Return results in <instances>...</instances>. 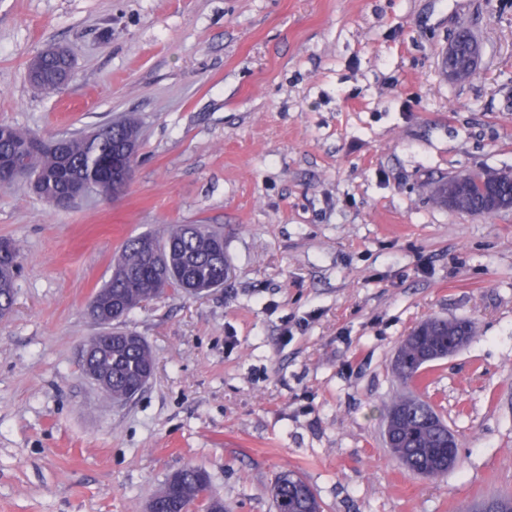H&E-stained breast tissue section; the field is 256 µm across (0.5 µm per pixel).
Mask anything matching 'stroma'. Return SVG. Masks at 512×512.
<instances>
[{"label": "stroma", "instance_id": "obj_1", "mask_svg": "<svg viewBox=\"0 0 512 512\" xmlns=\"http://www.w3.org/2000/svg\"><path fill=\"white\" fill-rule=\"evenodd\" d=\"M481 46L447 78L458 27ZM50 46L75 71L35 87ZM137 119L131 186L68 208L0 183L20 250L0 320V512H146L205 468L227 512H274L292 470L324 512H468L512 493V210L436 206L437 181L512 169V0H0V123L48 138ZM224 234L229 277L133 309L154 374L115 406L84 374L93 293L124 241ZM430 317L472 320L407 383L397 348ZM459 443L407 473L383 413L408 393ZM461 45L452 38L448 48L442 53L440 64L442 70L451 77L464 78L475 68L480 56V48L470 42L462 52ZM62 57L68 61V63H69L68 67L65 70L59 71L53 75V79H54L55 83L53 81H47L42 85L43 79L46 75L44 68H43L44 58L60 59ZM71 75H72V62H71L68 54L66 53V51H64L63 49H59V48L50 49V50L43 52L41 55H39L32 61V63L30 64V68H29L30 81L33 84H35L36 86L42 85V87L46 90H54V89H56V86L60 87L62 85H65L70 80ZM55 84H56V86H55Z\"/></svg>", "mask_w": 512, "mask_h": 512}]
</instances>
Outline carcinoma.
Segmentation results:
<instances>
[{
  "label": "carcinoma",
  "mask_w": 512,
  "mask_h": 512,
  "mask_svg": "<svg viewBox=\"0 0 512 512\" xmlns=\"http://www.w3.org/2000/svg\"><path fill=\"white\" fill-rule=\"evenodd\" d=\"M116 139L139 145L140 130L132 119L106 122L94 134L64 136L61 151L43 149L34 157L36 192L47 202L66 189L73 177L94 178L101 188L112 193L107 171L112 164V142ZM43 143L36 136L0 123V166L6 167ZM494 188L502 199L512 201V179L503 180L490 170L471 172L467 184L454 196V210L490 216L486 193ZM155 244L165 256L167 272L160 275L150 260L147 244ZM22 269L20 250L11 245L0 250V319L9 315L14 304V282ZM228 276L224 237L203 224H169L163 237L151 234L128 238L112 270L108 283L94 296L99 314L125 317L132 309L146 304L170 287L177 293L194 296L202 289L220 287ZM476 334L469 320L448 321L429 318L406 336L398 349L395 371L405 380L415 379L422 367L458 350ZM89 352L96 355V367L107 378L103 391L114 403L127 402L145 386L147 374L154 370L152 350L144 337L118 326L112 339L100 338ZM386 431L392 452L400 465L413 474L431 477L448 472V436L451 432L433 407L415 396L392 403L385 414ZM277 512H321L313 490L297 474H282L271 489ZM213 508L224 512V502L212 488L208 473L187 466L168 477L149 503V512H189L191 507Z\"/></svg>",
  "instance_id": "1"
}]
</instances>
